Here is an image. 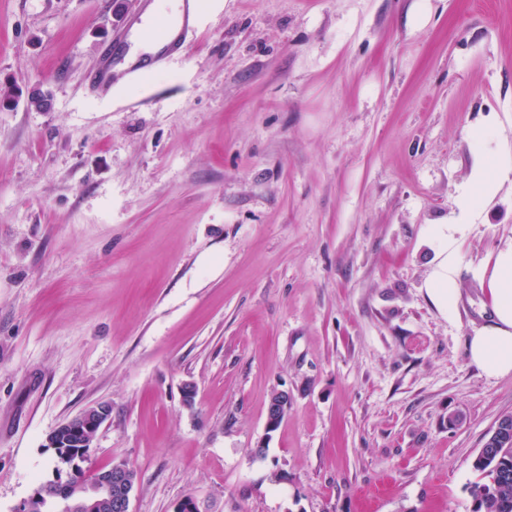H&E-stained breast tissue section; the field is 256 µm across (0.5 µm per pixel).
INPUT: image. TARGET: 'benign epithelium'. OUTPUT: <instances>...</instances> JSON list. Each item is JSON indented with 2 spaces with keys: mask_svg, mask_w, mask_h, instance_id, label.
Masks as SVG:
<instances>
[{
  "mask_svg": "<svg viewBox=\"0 0 512 512\" xmlns=\"http://www.w3.org/2000/svg\"><path fill=\"white\" fill-rule=\"evenodd\" d=\"M291 397L286 391L275 392L267 407V429L274 430L284 417ZM111 407L106 403H96L83 409L74 417L64 420L48 439L60 462L73 465L75 461L86 457L94 436L100 426L109 418ZM512 424V414L499 418L485 445L497 446L507 437L508 427ZM136 479L130 468L122 461L96 473L81 491L85 497L78 503L70 504L74 512H91L101 502H108L114 512H129V504L135 490Z\"/></svg>",
  "mask_w": 512,
  "mask_h": 512,
  "instance_id": "benign-epithelium-1",
  "label": "benign epithelium"
}]
</instances>
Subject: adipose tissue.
Instances as JSON below:
<instances>
[{
    "label": "adipose tissue",
    "instance_id": "ef3b65f1",
    "mask_svg": "<svg viewBox=\"0 0 512 512\" xmlns=\"http://www.w3.org/2000/svg\"><path fill=\"white\" fill-rule=\"evenodd\" d=\"M507 168L498 159L487 160L475 175L469 189L460 200L461 207L473 208L485 201L497 189ZM455 224H432L427 238L433 244L435 256L425 288L429 301L442 314L456 307L458 257L454 248ZM494 321L475 332L466 343L470 363L486 376L512 374V245L497 254L487 281Z\"/></svg>",
    "mask_w": 512,
    "mask_h": 512
}]
</instances>
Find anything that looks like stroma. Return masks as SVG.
Masks as SVG:
<instances>
[{
    "label": "stroma",
    "mask_w": 512,
    "mask_h": 512,
    "mask_svg": "<svg viewBox=\"0 0 512 512\" xmlns=\"http://www.w3.org/2000/svg\"><path fill=\"white\" fill-rule=\"evenodd\" d=\"M133 6L0 0V512L99 402L83 468L125 461L130 512H471L512 414L465 354L512 173L457 198L512 157V0H207L185 54L92 95ZM431 224L466 227L448 317ZM509 169L501 160H487L482 169L475 175L469 189L460 200L463 208H474L485 201L497 189L502 178ZM291 403V397L286 391L275 392L267 407V429L274 430L284 417L288 406Z\"/></svg>",
    "instance_id": "stroma-1"
}]
</instances>
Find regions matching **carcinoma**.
Wrapping results in <instances>:
<instances>
[{"instance_id":"obj_1","label":"carcinoma","mask_w":512,"mask_h":512,"mask_svg":"<svg viewBox=\"0 0 512 512\" xmlns=\"http://www.w3.org/2000/svg\"><path fill=\"white\" fill-rule=\"evenodd\" d=\"M480 481L470 487L473 512H512V445L473 460Z\"/></svg>"}]
</instances>
